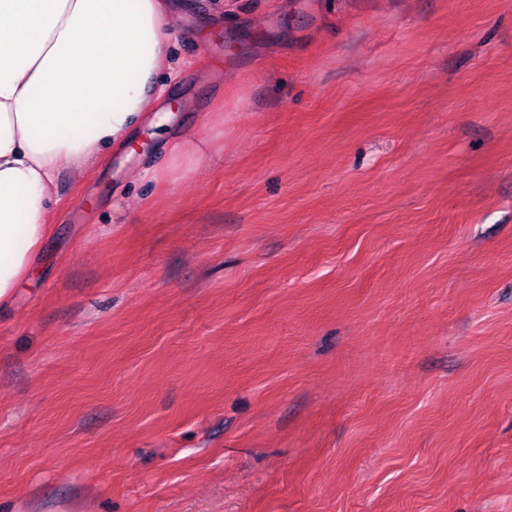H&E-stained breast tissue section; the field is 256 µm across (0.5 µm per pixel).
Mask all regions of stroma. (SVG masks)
Segmentation results:
<instances>
[{
  "instance_id": "obj_1",
  "label": "stroma",
  "mask_w": 512,
  "mask_h": 512,
  "mask_svg": "<svg viewBox=\"0 0 512 512\" xmlns=\"http://www.w3.org/2000/svg\"><path fill=\"white\" fill-rule=\"evenodd\" d=\"M175 141L60 172L0 310V512H512V0H175Z\"/></svg>"
}]
</instances>
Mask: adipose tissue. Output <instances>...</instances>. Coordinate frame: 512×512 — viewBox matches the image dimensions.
Wrapping results in <instances>:
<instances>
[{"mask_svg": "<svg viewBox=\"0 0 512 512\" xmlns=\"http://www.w3.org/2000/svg\"><path fill=\"white\" fill-rule=\"evenodd\" d=\"M168 0H0V306L36 276L60 170L167 134Z\"/></svg>", "mask_w": 512, "mask_h": 512, "instance_id": "adipose-tissue-1", "label": "adipose tissue"}]
</instances>
